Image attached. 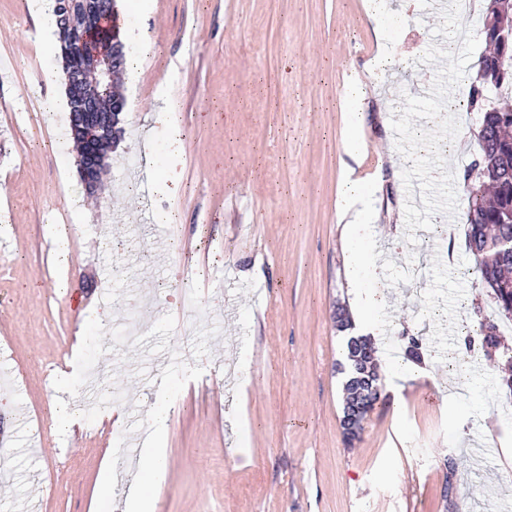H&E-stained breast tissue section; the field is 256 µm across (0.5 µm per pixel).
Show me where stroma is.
Returning <instances> with one entry per match:
<instances>
[{"instance_id": "35a3bbf8", "label": "stroma", "mask_w": 512, "mask_h": 512, "mask_svg": "<svg viewBox=\"0 0 512 512\" xmlns=\"http://www.w3.org/2000/svg\"><path fill=\"white\" fill-rule=\"evenodd\" d=\"M29 2L0 0V104L10 107L0 113V363L21 371L17 389H0V512L123 507L142 458L113 435L147 448L162 381L176 409L157 512H512V418L495 413L506 367L454 365L480 293L466 275L465 184L445 180L417 211L405 206L412 177L443 158L419 148L424 113L445 101L417 96L415 62L439 57L432 76L465 97L485 50L483 11L450 13L440 27L419 0L377 13L366 0H133L121 20L153 50L128 46L141 59L139 107L124 113L122 144L91 197L75 148L49 147L62 115L47 104L64 102L65 81L51 77L60 61ZM351 67L367 73L356 172L379 186L363 244L379 275L360 286L384 294L374 340L383 392L353 448L341 433L334 319L353 299L337 216L351 118L337 100ZM160 97L174 127L156 118ZM446 120L440 135L466 131L450 156L461 172L479 150L478 115ZM147 128L177 194L141 172L135 189L123 184ZM448 213L457 231L445 238L436 223ZM58 222L70 240L64 267L47 233ZM185 287L195 301L184 306ZM102 302L112 306L105 328L87 313ZM78 324L84 374L70 401L81 435L54 425L49 384ZM410 328L425 338L430 377L402 361L398 336ZM116 392L127 403L117 428L107 421ZM113 453L120 476L107 500L99 474Z\"/></svg>"}]
</instances>
